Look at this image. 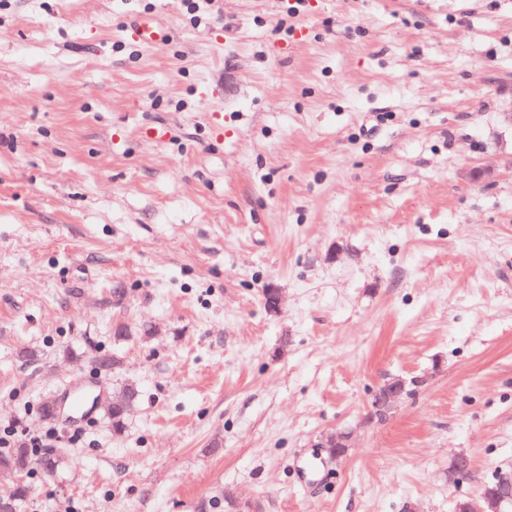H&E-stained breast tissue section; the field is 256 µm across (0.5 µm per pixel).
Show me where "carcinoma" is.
Listing matches in <instances>:
<instances>
[{"instance_id": "carcinoma-1", "label": "carcinoma", "mask_w": 512, "mask_h": 512, "mask_svg": "<svg viewBox=\"0 0 512 512\" xmlns=\"http://www.w3.org/2000/svg\"><path fill=\"white\" fill-rule=\"evenodd\" d=\"M139 398L138 387L134 384L124 386L121 393L114 397V401L119 403L118 407L110 409L112 427L115 431L122 430L128 412L138 403ZM36 465L44 474L50 476L65 465V460L64 456L55 449L39 454L23 444L0 451V476L11 483L10 491L0 496L6 512H19L21 505L27 501L30 487L25 482H18V477L29 475Z\"/></svg>"}]
</instances>
